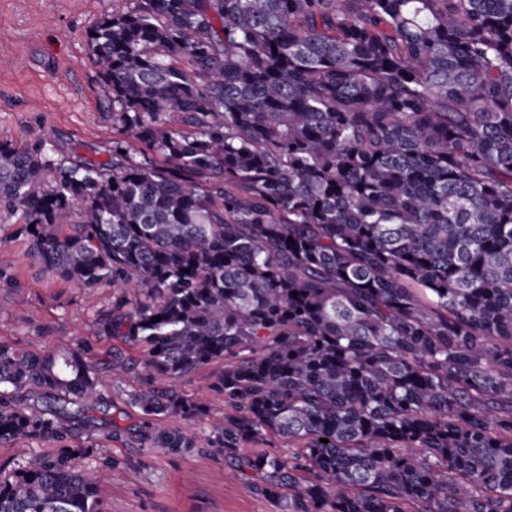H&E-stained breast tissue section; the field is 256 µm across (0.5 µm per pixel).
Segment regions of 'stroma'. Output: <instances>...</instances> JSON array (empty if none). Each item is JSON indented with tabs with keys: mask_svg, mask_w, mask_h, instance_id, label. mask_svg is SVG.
Masks as SVG:
<instances>
[{
	"mask_svg": "<svg viewBox=\"0 0 512 512\" xmlns=\"http://www.w3.org/2000/svg\"><path fill=\"white\" fill-rule=\"evenodd\" d=\"M122 0H0V141L23 145L43 138L100 160L112 150L103 86L85 33ZM19 214H0V264L21 289L0 288V340L31 352L92 341L112 287L77 288L52 279L13 238ZM92 455L116 458L121 470L100 488L102 512H280L253 491L251 471L233 472L230 459L193 451L148 455L132 444L93 437Z\"/></svg>",
	"mask_w": 512,
	"mask_h": 512,
	"instance_id": "1",
	"label": "stroma"
}]
</instances>
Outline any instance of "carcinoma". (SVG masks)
Listing matches in <instances>:
<instances>
[{
  "instance_id": "1",
  "label": "carcinoma",
  "mask_w": 512,
  "mask_h": 512,
  "mask_svg": "<svg viewBox=\"0 0 512 512\" xmlns=\"http://www.w3.org/2000/svg\"><path fill=\"white\" fill-rule=\"evenodd\" d=\"M86 43L112 154L0 142V212L140 359L0 341V447L42 444L0 512H100L82 434L200 447L171 417L281 512H512V0H127ZM220 361L219 417L169 388Z\"/></svg>"
}]
</instances>
